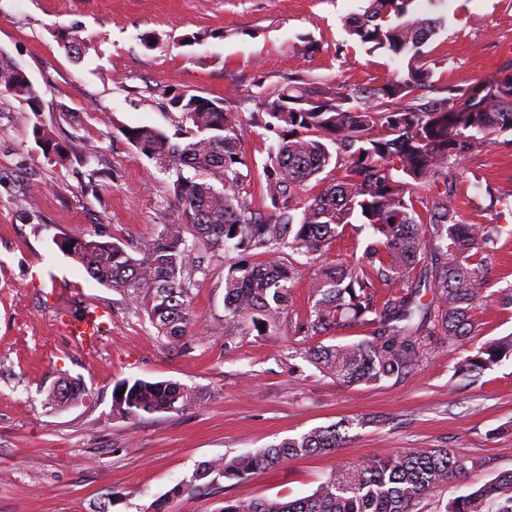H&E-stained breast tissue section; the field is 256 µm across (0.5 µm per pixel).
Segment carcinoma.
<instances>
[{"mask_svg":"<svg viewBox=\"0 0 512 512\" xmlns=\"http://www.w3.org/2000/svg\"><path fill=\"white\" fill-rule=\"evenodd\" d=\"M367 2L364 13L347 22L348 35L369 53L404 60L405 69L377 86L291 80L252 98L257 110L251 120L277 136L263 164V196L272 213L255 212L243 195L253 163L242 151V114L221 100L175 91L169 105L191 124L186 143L173 144L148 125L123 131L138 156L174 173L169 195L179 222L162 225L132 253L116 242L78 237L61 239L59 249L146 313L172 342L192 334L191 290L195 275L205 273L204 257L237 251L242 258L224 274V321L273 333L304 272L283 257L285 250L314 261L359 220L372 241L361 257L317 270L305 328L311 335L356 325L374 331L357 343L308 349L321 372L346 385L403 377L422 362L425 340L436 336L469 344L458 367L463 375L512 357V336L473 341L475 310L486 298V250L501 226L459 223L448 181V171L463 169L476 149L512 131V73L431 97L434 71L423 47L445 18L413 14L416 0ZM0 94L25 102L34 114L42 111L40 90L2 52ZM33 134L58 160L67 158V146L45 128L35 126ZM331 165L342 169L336 181L296 205L285 203ZM254 250L267 259L250 262L245 255ZM377 279L395 285L384 300L375 291ZM86 395L79 382L64 380L47 391L45 404L64 408ZM196 403L193 391L171 381H121L112 391L113 410L128 419ZM343 439L331 425L254 453L213 459L170 497L207 490L212 474L244 480L299 456L333 452ZM475 468L456 448H405L337 469L305 497L226 499L220 512H419L424 498L451 481L461 482L465 493L437 500L436 512H512V472L479 485Z\"/></svg>","mask_w":512,"mask_h":512,"instance_id":"1","label":"carcinoma"}]
</instances>
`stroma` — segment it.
<instances>
[{"label": "stroma", "instance_id": "obj_1", "mask_svg": "<svg viewBox=\"0 0 512 512\" xmlns=\"http://www.w3.org/2000/svg\"><path fill=\"white\" fill-rule=\"evenodd\" d=\"M363 0H0V51L40 89L43 109L0 95V512H220L225 499L311 494L336 468L402 448H456L474 458L478 479L512 470V358L480 376H459L462 346L438 337L410 374L343 385L303 353L353 343L357 326L311 336L301 329L313 300L308 278L291 292L275 333L224 321V260L209 258L192 289L193 330L177 346L115 290L57 248L62 237L138 246L176 222L171 182L137 156L121 127L150 125L181 142L189 124L168 91L235 107L288 81L376 85L401 60L367 54L344 21ZM419 12L430 8L416 0ZM444 28L424 50L434 96L512 73V0H446ZM202 43L180 46L182 35ZM81 38V59L63 45ZM70 148L61 162L34 124ZM94 140L96 160L81 158ZM451 204L465 224H497L485 268L489 298L476 312L477 341L512 334V196L491 203L486 187L512 188V131L479 148L454 172ZM112 312L94 350L73 345L65 323L85 307ZM87 394L63 410L45 405L61 379ZM179 383L200 402L178 413L130 420L112 410L121 380ZM346 426L331 453L288 461L248 480L218 479L205 492L169 498L205 462L257 451L312 429Z\"/></svg>", "mask_w": 512, "mask_h": 512}]
</instances>
